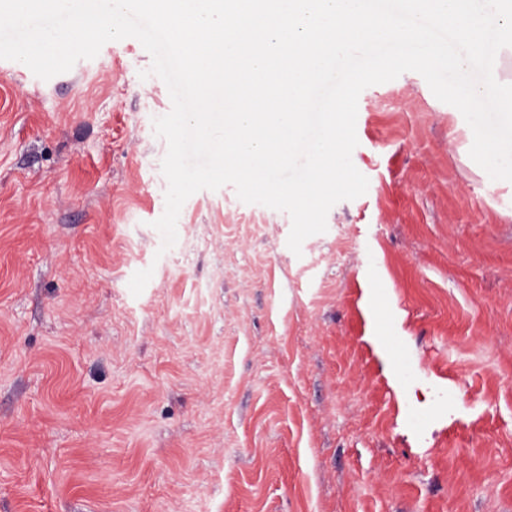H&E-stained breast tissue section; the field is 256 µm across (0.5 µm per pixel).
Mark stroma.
I'll list each match as a JSON object with an SVG mask.
<instances>
[{
	"label": "stroma",
	"mask_w": 512,
	"mask_h": 512,
	"mask_svg": "<svg viewBox=\"0 0 512 512\" xmlns=\"http://www.w3.org/2000/svg\"><path fill=\"white\" fill-rule=\"evenodd\" d=\"M151 64L0 60V512H512V182L461 112L370 86L301 254L230 185L166 249Z\"/></svg>",
	"instance_id": "stroma-1"
}]
</instances>
